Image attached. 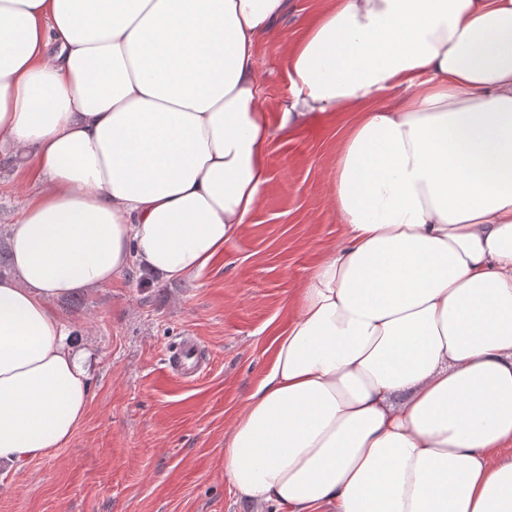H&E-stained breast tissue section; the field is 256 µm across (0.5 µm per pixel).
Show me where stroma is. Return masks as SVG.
<instances>
[{"mask_svg":"<svg viewBox=\"0 0 512 512\" xmlns=\"http://www.w3.org/2000/svg\"><path fill=\"white\" fill-rule=\"evenodd\" d=\"M321 0H287L259 47L264 105L278 117L290 92V41ZM342 134L336 117L276 134L260 207L200 276L113 283L56 300L71 337L93 360L86 415L47 456L0 465V512H254L224 476V432L272 363L271 341L291 298L341 245L329 175ZM29 162L0 155V230L34 191ZM185 336L200 342L205 373L171 377L166 360Z\"/></svg>","mask_w":512,"mask_h":512,"instance_id":"obj_1","label":"stroma"}]
</instances>
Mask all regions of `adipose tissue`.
Wrapping results in <instances>:
<instances>
[{"mask_svg":"<svg viewBox=\"0 0 512 512\" xmlns=\"http://www.w3.org/2000/svg\"><path fill=\"white\" fill-rule=\"evenodd\" d=\"M286 0H0V147L38 190L0 276V462L63 446L87 354L50 303L203 272L262 203L273 131L350 123L342 245L224 439L273 512H512V0H327L278 120ZM322 0H287V6L275 25V34L265 38L259 47L258 73L264 105L276 120L282 101L290 92L285 71V58L290 41L304 33L313 22Z\"/></svg>","mask_w":512,"mask_h":512,"instance_id":"ef3b65f1","label":"adipose tissue"}]
</instances>
